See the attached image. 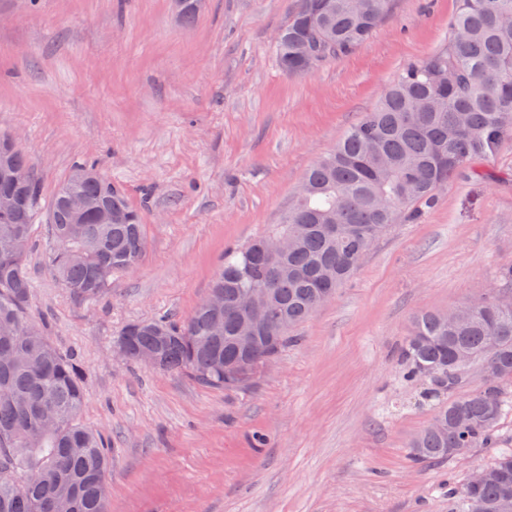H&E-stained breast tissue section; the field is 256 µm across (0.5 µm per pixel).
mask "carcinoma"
Returning <instances> with one entry per match:
<instances>
[{
	"mask_svg": "<svg viewBox=\"0 0 512 512\" xmlns=\"http://www.w3.org/2000/svg\"><path fill=\"white\" fill-rule=\"evenodd\" d=\"M395 0H299L298 9L275 37V55L286 73L307 71L323 60L363 44L393 12ZM306 52H299V47ZM512 138V0H459L448 45L422 57L392 81L378 104L364 113L305 174L271 234H286L293 247L272 267L262 235L224 252L213 289L224 295V336L208 343L212 312L198 306L187 318L130 323L126 344L137 352L157 348L163 371L190 373L212 388L247 385L256 371L292 341L289 332L318 310L324 289H336L360 266L365 248L392 224L413 223L422 208L454 175L491 157ZM87 163L74 166L57 188L50 207L56 250L50 268L68 293L93 299L112 284V275L136 267L145 251L142 215ZM17 207L0 213V512H50L63 500L71 512H106L100 482L111 461L101 437L78 415L85 401L84 372L61 353L29 314L31 280L25 255L4 243L31 237L41 190L30 159L0 134V195ZM96 199L112 223L97 215L71 214L66 198ZM266 288L267 322L255 347L245 352L235 340L242 294ZM468 356L481 386L453 399L468 384L458 357ZM242 361L246 377L226 382L215 362ZM403 377L421 383L420 401L434 409L432 422L412 441L416 461H437L454 448H492L502 417L512 411L505 384L512 382V297L493 296L463 305L452 324L439 312L413 320L399 351ZM433 379L423 381V373ZM45 409L55 428L40 433ZM476 487L461 488L464 512H502L512 502V450L485 467Z\"/></svg>",
	"mask_w": 512,
	"mask_h": 512,
	"instance_id": "1",
	"label": "carcinoma"
}]
</instances>
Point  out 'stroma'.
Segmentation results:
<instances>
[{
  "instance_id": "1",
  "label": "stroma",
  "mask_w": 512,
  "mask_h": 512,
  "mask_svg": "<svg viewBox=\"0 0 512 512\" xmlns=\"http://www.w3.org/2000/svg\"><path fill=\"white\" fill-rule=\"evenodd\" d=\"M297 0H0V132L30 157L43 200L81 162L144 218L135 268L78 300L52 274L39 212L26 252L30 315L83 365L82 424L111 452L109 512H460L477 468L512 448L417 463L434 411L398 350L413 317L495 294L512 266V139L396 223L245 388L122 357L133 321L187 317L225 249L279 223L305 172L409 64L448 43L457 0H395L368 41L282 72L274 38Z\"/></svg>"
}]
</instances>
